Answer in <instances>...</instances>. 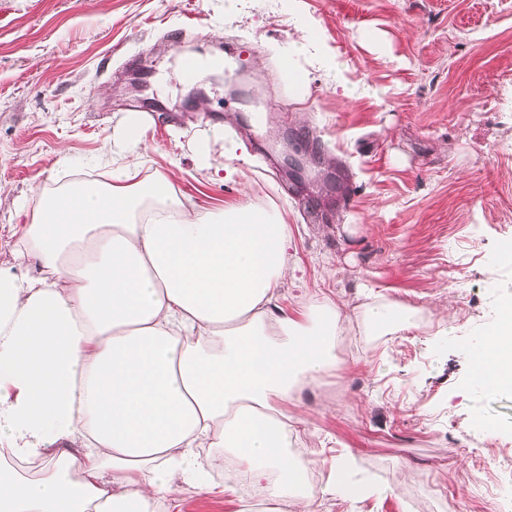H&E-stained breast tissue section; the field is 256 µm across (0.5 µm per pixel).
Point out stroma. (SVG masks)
Instances as JSON below:
<instances>
[{
	"mask_svg": "<svg viewBox=\"0 0 512 512\" xmlns=\"http://www.w3.org/2000/svg\"><path fill=\"white\" fill-rule=\"evenodd\" d=\"M0 0V251L29 217L16 203L35 186L107 177V160L133 106L156 103L142 131V176L172 174L178 195L220 213L243 198L282 213L304 271L276 303L345 302L335 375L305 385L288 412L296 442L323 485L332 456L353 453L374 496L325 498L319 512H490L512 498V391L483 389L471 360L512 270V0ZM310 21L322 51L340 56L346 97L316 61L306 98L284 61L296 25ZM178 45H171V35ZM202 57L239 47L224 78L201 68L172 76L191 44ZM155 71L129 90L131 57ZM270 104L263 126L251 117ZM319 140L345 190L280 167L279 137ZM245 158L224 179L225 137ZM410 315L367 333L363 289ZM489 430L470 431L475 418ZM243 492L216 478L187 490L173 512H241Z\"/></svg>",
	"mask_w": 512,
	"mask_h": 512,
	"instance_id": "1",
	"label": "stroma"
}]
</instances>
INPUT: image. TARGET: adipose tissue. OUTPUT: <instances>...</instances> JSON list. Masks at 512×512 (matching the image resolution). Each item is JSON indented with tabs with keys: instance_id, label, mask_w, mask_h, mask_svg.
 Here are the masks:
<instances>
[{
	"instance_id": "ef3b65f1",
	"label": "adipose tissue",
	"mask_w": 512,
	"mask_h": 512,
	"mask_svg": "<svg viewBox=\"0 0 512 512\" xmlns=\"http://www.w3.org/2000/svg\"><path fill=\"white\" fill-rule=\"evenodd\" d=\"M320 40L304 23L288 49L300 94L296 58ZM140 144L126 124L109 181L41 197L0 257V512H155L210 488L209 448L235 460L225 489L271 483L262 512L364 499L347 454L305 492L288 414L336 367L343 303L282 312L276 290L296 272L282 215L198 211L169 177L140 178ZM482 347L489 385L512 387V299Z\"/></svg>"
}]
</instances>
